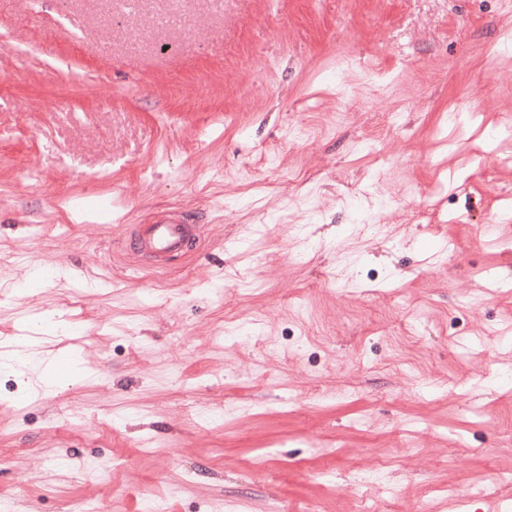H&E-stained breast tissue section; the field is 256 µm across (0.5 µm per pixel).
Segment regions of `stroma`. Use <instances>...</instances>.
Here are the masks:
<instances>
[{
  "label": "stroma",
  "instance_id": "obj_1",
  "mask_svg": "<svg viewBox=\"0 0 512 512\" xmlns=\"http://www.w3.org/2000/svg\"><path fill=\"white\" fill-rule=\"evenodd\" d=\"M510 29L502 0H0V271L46 269L11 270L0 346L68 359L0 373L12 512H512L472 494L512 472ZM171 208L204 237L157 269L124 244ZM253 319L274 351L225 341Z\"/></svg>",
  "mask_w": 512,
  "mask_h": 512
}]
</instances>
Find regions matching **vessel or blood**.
I'll use <instances>...</instances> for the list:
<instances>
[{"instance_id":"1","label":"vessel or blood","mask_w":512,"mask_h":512,"mask_svg":"<svg viewBox=\"0 0 512 512\" xmlns=\"http://www.w3.org/2000/svg\"><path fill=\"white\" fill-rule=\"evenodd\" d=\"M194 230L177 214L155 218L152 223L140 225L135 238L136 250L150 254L158 262L185 255L193 247Z\"/></svg>"}]
</instances>
